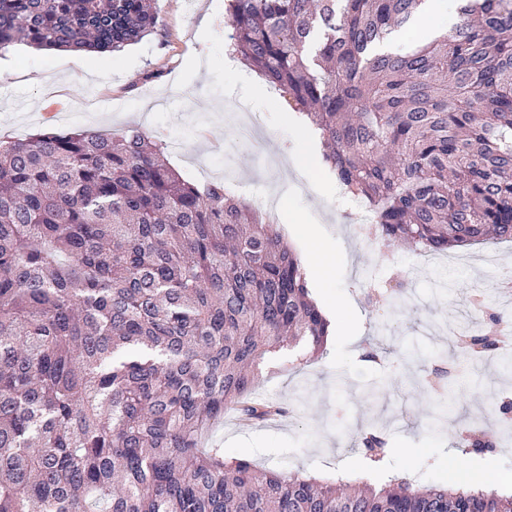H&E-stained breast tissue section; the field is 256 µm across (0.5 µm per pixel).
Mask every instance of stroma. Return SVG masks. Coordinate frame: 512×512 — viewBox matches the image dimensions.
<instances>
[{"label": "stroma", "instance_id": "obj_1", "mask_svg": "<svg viewBox=\"0 0 512 512\" xmlns=\"http://www.w3.org/2000/svg\"><path fill=\"white\" fill-rule=\"evenodd\" d=\"M155 6L158 19L148 36L82 61L67 50L10 45L12 70L0 79V139L139 124L167 141L170 163L192 181L231 183L254 208L268 193L280 194L284 218L278 229L293 249H300L303 232L313 227L331 243L337 260L327 289L352 299L361 322L334 333L322 360L306 361L302 345L265 357L257 393L286 403L288 415L243 427L229 412L210 441L225 457L318 478L443 484L458 449L456 429L476 422L491 445L466 451L469 472L491 457L498 473L512 478V445H502L505 426L499 420L512 372L495 357L472 368L448 337L449 325H475L464 298L468 292L489 311L504 313L498 329L512 337V304L500 289L503 265L512 264V242L471 246L429 264L406 248L383 249L347 218L336 180L295 162L290 150L297 132L281 93L260 77L235 74L225 0H156ZM230 103L247 104L256 113L274 165L237 139L241 115L227 111ZM396 275L405 287L403 307L383 308L378 296L365 299V289ZM372 346L380 359L363 363ZM437 366L450 374L442 389L431 392L425 382ZM370 424L382 427L389 441L377 468L355 443L358 430ZM404 448L411 458L401 456Z\"/></svg>", "mask_w": 512, "mask_h": 512}]
</instances>
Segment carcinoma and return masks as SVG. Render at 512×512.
<instances>
[{"label": "carcinoma", "mask_w": 512, "mask_h": 512, "mask_svg": "<svg viewBox=\"0 0 512 512\" xmlns=\"http://www.w3.org/2000/svg\"><path fill=\"white\" fill-rule=\"evenodd\" d=\"M424 0H227L234 52L320 130L322 161L378 215L372 234L446 253L512 240V0L383 52ZM152 0H0V47L110 51ZM329 322L273 225L197 186L138 124L0 139V512H512V494L379 488L263 471L204 448L256 395L265 355L322 353ZM365 457L384 433L360 431Z\"/></svg>", "instance_id": "cac0c4a2"}]
</instances>
